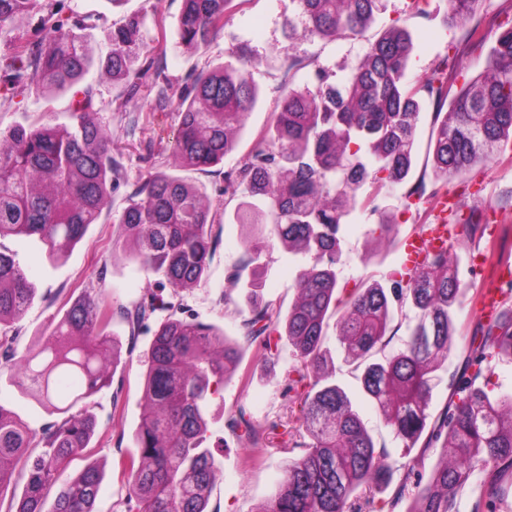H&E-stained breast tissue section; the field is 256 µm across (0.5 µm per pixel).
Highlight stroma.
<instances>
[{"instance_id": "stroma-1", "label": "stroma", "mask_w": 512, "mask_h": 512, "mask_svg": "<svg viewBox=\"0 0 512 512\" xmlns=\"http://www.w3.org/2000/svg\"><path fill=\"white\" fill-rule=\"evenodd\" d=\"M64 4L66 11L90 16L84 36L96 59L106 56L111 49L109 34L113 24L127 14H138L144 49L151 55L163 56L165 73L177 86L186 83L194 68L224 64L229 61L232 49L248 46L251 53L247 69L260 89V97L246 120L237 154L205 171L182 168L171 153L170 145L179 123L176 108L155 110L152 96L144 92L130 101L125 111L103 112L113 150L123 164L110 208L103 210L97 224L91 225L67 256L54 264L37 245L11 238L4 241L7 248L17 252L21 266L37 289L33 304L15 323V331L22 344L28 345L47 335L58 309L67 300L102 290L111 302L129 305L138 301L146 289L154 287L155 277L146 276L140 269L132 247L113 249L112 234L117 230L115 219L131 185L151 171L162 170L204 186L213 205L225 210L221 242L210 261L206 278L181 293L177 302L187 313L222 327L230 338L239 337L240 323L248 313L246 290L230 282L227 275L242 263L245 242L252 238L253 232L235 223L238 202L225 197L224 174L234 169L240 156L259 142L268 126L281 99L286 58L293 57L300 62L294 84L309 81L317 64L327 68L333 80L339 81L362 55L365 40L287 37L283 24L297 14L294 0H233L217 41L205 50L186 48L178 42L181 0H123L118 6L112 5L111 0H64ZM510 20L512 0H481L475 14L463 23L450 20L448 0H422L418 6L413 5L412 0H384V8L367 35L377 37L393 24L407 28L414 44L408 62L409 82L420 85L434 67L444 61L448 64L449 82L459 87L485 70L498 27ZM70 104L71 96L67 93L57 94L47 101L29 91L15 90L8 94L6 101L0 102V129L5 131L18 124H30L47 110L59 120H66ZM436 125L433 105L425 104L417 123L412 180L431 174ZM438 189V195L417 199L406 197L405 187H388L379 199V212L355 211L343 227V254L336 267L339 280H387L390 272L402 264L405 238L435 223L446 196L453 198V209L458 214L466 216L476 208L487 218L496 220V240L512 239V150L496 155L470 174L439 184ZM384 214L396 226L394 238H381L374 232L375 224ZM482 248L478 240L460 236L453 240L449 250L450 262L469 290L457 310L460 330L453 339L448 359L452 368L460 363L468 337L480 320L472 293L499 282L498 265L474 267L473 259ZM304 263V257L290 255L282 246L264 248L256 270L263 297L289 306L296 296V273ZM111 330L118 339L114 380L122 384V395L117 401L107 391L98 395L94 408L98 427L89 456L87 460L73 463L78 470L89 461L101 471L96 512H125L126 487L118 459L130 451L132 435L142 412L145 353L150 341L149 335L144 333L138 339H131L127 326L118 321L112 324ZM290 359L291 348L286 344L282 345L279 362L275 365L265 363L250 352L226 379L223 396L215 400L209 422V444L220 461V472L209 495V512H252L256 504L274 494L286 455L280 450L283 437L280 431L274 430L273 424L299 414L298 406L289 403L281 381L282 371ZM336 381L348 393L374 439L385 444L393 456H400L402 443L393 438L375 405L361 394L352 374L340 371ZM240 406L256 425L265 428L264 447L244 445L227 429L225 413Z\"/></svg>"}]
</instances>
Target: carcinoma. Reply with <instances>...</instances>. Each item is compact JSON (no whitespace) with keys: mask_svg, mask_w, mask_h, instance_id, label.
Instances as JSON below:
<instances>
[{"mask_svg":"<svg viewBox=\"0 0 512 512\" xmlns=\"http://www.w3.org/2000/svg\"><path fill=\"white\" fill-rule=\"evenodd\" d=\"M233 0H182L179 43L206 49L224 26ZM304 35L330 40H366L364 55L345 82L331 81L317 65L313 80L288 82L262 144L246 154L227 177L224 194L243 192L239 224H262L267 240L248 246L242 264L228 275L256 293L244 272L263 248L277 242L304 254L297 300L281 313L273 301H250L242 340L220 327L178 314V306L150 291L132 306L113 309L99 296L81 295L63 304L47 340L18 350L11 324L30 308L36 288L15 255L0 243V380L34 397L54 419L32 429L0 403V506L14 477L25 479L6 512H44L46 493L72 463L85 455L97 428L92 397L112 387L110 361L117 346L114 318L131 339L151 333L144 372V410L134 432L135 451L120 461L128 512H208L219 462L207 445L215 396L247 349L263 340V360L276 363L288 339L292 360L283 382L289 401L300 406L297 421L283 424L287 452L284 477L274 497L252 512H363L376 495L400 479L395 498H411L407 512H455L456 498L481 481L473 512H500L512 496V393H496L497 362L512 359V317L481 320L448 378V404L429 421V400L448 370L451 340L458 332L456 308L466 292L450 268L448 247L425 253L421 266L378 280L338 282L341 228L353 211L372 207L380 188L403 184L413 165L421 96L440 117L433 142L437 181L466 175L512 141V26L503 29L488 54L486 70L456 93L442 61L419 86L407 80L413 42L393 25L366 37L380 0H295ZM480 0H448L464 21ZM44 0H0V32L20 15H41L36 38L0 55V86L27 87L38 95L72 93L69 122L44 114L0 135V240L32 238L51 263L86 235L111 205L112 185L122 165L100 114L112 104L83 85L91 60L82 31L86 17L63 14ZM139 19L112 28L101 72L122 84L128 103L141 87ZM236 63L194 70L176 89L167 78L154 83L156 107L176 105L179 131L172 144L182 165L204 171L238 147L245 120L259 100L243 50ZM221 214L207 203L205 187L163 171L149 173L127 196L115 224L112 248L130 241L143 269L162 278L170 296L206 276L219 241L213 233ZM414 311L400 345L386 348L393 304ZM336 316L343 347L335 363L326 347L327 319ZM356 372L364 394L404 450L395 458L363 426L346 392L333 380L339 367ZM228 427L253 447L263 432L243 410ZM418 452H413L416 445ZM40 452L34 456L31 449ZM440 462L426 469L427 452ZM101 485L98 469L86 464L58 486L51 512H95Z\"/></svg>","mask_w":512,"mask_h":512,"instance_id":"carcinoma-1","label":"carcinoma"}]
</instances>
